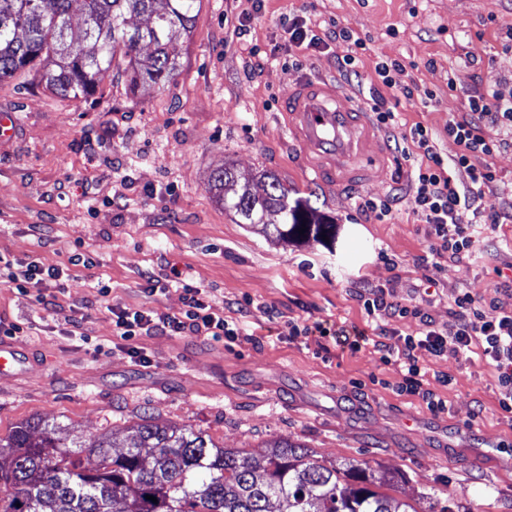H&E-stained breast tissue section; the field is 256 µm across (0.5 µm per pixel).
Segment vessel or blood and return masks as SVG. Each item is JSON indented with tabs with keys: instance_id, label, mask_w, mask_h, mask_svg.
Masks as SVG:
<instances>
[{
	"instance_id": "vessel-or-blood-1",
	"label": "vessel or blood",
	"mask_w": 512,
	"mask_h": 512,
	"mask_svg": "<svg viewBox=\"0 0 512 512\" xmlns=\"http://www.w3.org/2000/svg\"><path fill=\"white\" fill-rule=\"evenodd\" d=\"M342 96L334 82L303 79L293 85L283 110L293 137L311 154L317 177L359 186L378 176L371 131L361 110L341 107Z\"/></svg>"
}]
</instances>
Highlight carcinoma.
<instances>
[{"label":"carcinoma","instance_id":"carcinoma-1","mask_svg":"<svg viewBox=\"0 0 512 512\" xmlns=\"http://www.w3.org/2000/svg\"><path fill=\"white\" fill-rule=\"evenodd\" d=\"M76 2L84 17L78 39L70 36ZM200 2L0 0V81L46 62L45 86L62 98H89L109 75L134 92L146 83L163 86L176 70L170 44L189 34ZM140 15L148 16L146 26L130 23ZM145 47L151 51L142 53ZM263 178L261 196L247 182L238 185L229 166L216 170L210 185L237 223L259 226L270 239L336 238V224L309 201L291 202L278 179ZM72 447L43 422L21 424L0 438V512H419L374 490L368 467L329 468L282 438L265 443L255 459L216 446L201 431L144 417L121 452H112L107 436L90 444L99 459L94 469L72 461Z\"/></svg>","mask_w":512,"mask_h":512}]
</instances>
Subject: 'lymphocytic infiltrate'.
Listing matches in <instances>:
<instances>
[{"mask_svg": "<svg viewBox=\"0 0 512 512\" xmlns=\"http://www.w3.org/2000/svg\"><path fill=\"white\" fill-rule=\"evenodd\" d=\"M488 127L498 130V139L485 137L484 130ZM446 131L459 147L449 159L436 151L428 127L419 124L409 133L417 162L412 210L426 226L432 256L445 255L454 262L471 261L475 258L476 232L496 227L502 219L512 215L487 204L485 191L494 182L495 174L481 163L482 157L512 148V96L492 91L470 97L467 112L450 119ZM456 171L465 172L467 186H457L452 177ZM465 210L472 212V223H461L460 214ZM90 262V257L80 253L70 256L67 263L54 265L38 258L10 259L0 255V284L22 292L37 289V302L51 305L57 294L68 288L71 266ZM45 284L51 286V293L42 292ZM361 299L367 316L376 322L373 332L344 326L331 329L320 324L292 323L288 334L292 337L329 336L337 346L352 351L372 344L382 362L400 367L402 390L421 396L428 409L435 413L444 411L445 403L432 390L426 389V373L419 364L420 353L440 356L451 351L464 357L479 353L481 361L497 373L500 408L512 413V311L486 315L472 292L465 288L454 299L455 322L448 329L436 328L429 321L419 334L399 335L381 325L382 316L411 314L418 317L422 314L419 306L387 301L380 289L366 291ZM109 311L116 336L129 342V352L135 357L140 351L133 342L140 336H226L232 339L239 336L238 321L225 319L223 311L215 309L199 288H185L183 308L177 313L118 304L110 305Z\"/></svg>", "mask_w": 512, "mask_h": 512, "instance_id": "lymphocytic-infiltrate-1", "label": "lymphocytic infiltrate"}]
</instances>
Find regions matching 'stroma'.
<instances>
[{
	"instance_id": "obj_1",
	"label": "stroma",
	"mask_w": 512,
	"mask_h": 512,
	"mask_svg": "<svg viewBox=\"0 0 512 512\" xmlns=\"http://www.w3.org/2000/svg\"><path fill=\"white\" fill-rule=\"evenodd\" d=\"M295 20L321 36L345 27L361 38L357 79L337 65L346 44L291 43ZM510 29L512 0H202L189 37L171 48L177 67L164 86L134 95L108 78L89 99L68 100L45 89L36 68L1 81L0 113L15 115L17 131L0 140V254L51 263L80 251L93 263L72 267L70 288L45 309L33 293L0 287V320L21 329L7 342L24 359L21 372L0 378V437L28 421L61 426L92 468L90 441L110 434L122 443L147 414L224 448L255 452L285 438L328 465L393 472L406 498L424 492L437 508L453 490L461 512H512V419L492 368L420 356L446 404L436 415L399 391V366L372 346L352 352L328 337H287L292 322L367 328L366 285L419 305L441 328L464 288L486 314L512 311V289L497 285L498 269L512 279V222L482 233L476 260L434 258L409 202L382 220L361 208L408 190L412 162L385 143L381 182H321L279 108L296 78L328 77L349 103L384 98L401 132L424 125L452 157L446 125L469 97L512 95ZM386 60L405 65L413 99L382 84L376 66ZM225 165L253 193L263 194L268 173L290 198L310 199L335 220V241L284 244L236 223L210 186ZM145 271L161 281L177 271L181 283L151 296ZM101 281L111 288L105 302ZM186 284L218 308L248 301L241 337L141 336L135 344L148 360L132 359L106 302L175 313Z\"/></svg>"
}]
</instances>
